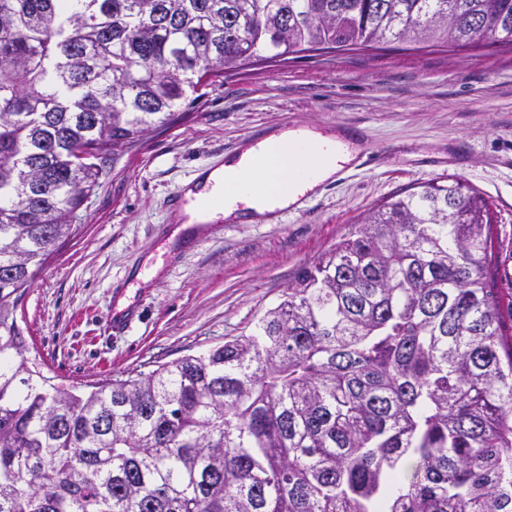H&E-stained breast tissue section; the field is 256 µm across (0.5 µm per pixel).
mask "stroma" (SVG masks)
Returning <instances> with one entry per match:
<instances>
[{
	"label": "stroma",
	"mask_w": 512,
	"mask_h": 512,
	"mask_svg": "<svg viewBox=\"0 0 512 512\" xmlns=\"http://www.w3.org/2000/svg\"><path fill=\"white\" fill-rule=\"evenodd\" d=\"M183 108L108 163L84 223L17 305L25 355L53 383L88 392L251 334L370 210L451 176L489 206L492 275L512 311V46L299 53L228 72ZM268 126L358 128L366 149L307 210L177 231L168 193Z\"/></svg>",
	"instance_id": "obj_1"
}]
</instances>
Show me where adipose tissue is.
Segmentation results:
<instances>
[{"label":"adipose tissue","mask_w":512,"mask_h":512,"mask_svg":"<svg viewBox=\"0 0 512 512\" xmlns=\"http://www.w3.org/2000/svg\"><path fill=\"white\" fill-rule=\"evenodd\" d=\"M314 146L336 154L338 161H349L353 153L347 143L331 134L309 128L286 129L262 139L256 146L247 147L235 156L226 159L224 165L211 170L196 182L190 190L191 203L186 208V224H206L214 215L207 205V189L211 184L224 185L232 196L224 204L225 218L236 221L241 209H248L252 222L265 220L269 212L283 209L296 203L298 194L311 191L330 180L336 173L335 164H324L313 173H305L295 161L296 155ZM263 153L267 165L262 176L249 171L248 164L255 153ZM270 187L269 198H261L254 192L256 182Z\"/></svg>","instance_id":"ef3b65f1"}]
</instances>
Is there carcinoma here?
Instances as JSON below:
<instances>
[{
  "instance_id": "cac0c4a2",
  "label": "carcinoma",
  "mask_w": 512,
  "mask_h": 512,
  "mask_svg": "<svg viewBox=\"0 0 512 512\" xmlns=\"http://www.w3.org/2000/svg\"><path fill=\"white\" fill-rule=\"evenodd\" d=\"M79 2L0 0V512H512V336L457 179L371 211L255 333L88 394L28 366L14 318L105 159L187 90L303 52L512 45V0Z\"/></svg>"
}]
</instances>
